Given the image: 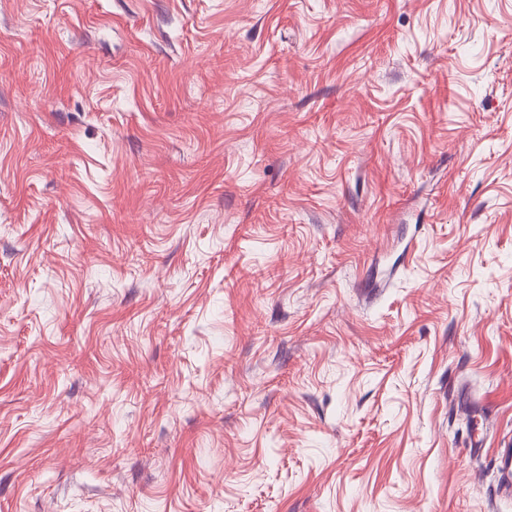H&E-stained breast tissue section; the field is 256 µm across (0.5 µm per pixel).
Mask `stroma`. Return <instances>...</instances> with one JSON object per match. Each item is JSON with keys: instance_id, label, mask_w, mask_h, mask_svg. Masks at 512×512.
<instances>
[{"instance_id": "1", "label": "stroma", "mask_w": 512, "mask_h": 512, "mask_svg": "<svg viewBox=\"0 0 512 512\" xmlns=\"http://www.w3.org/2000/svg\"><path fill=\"white\" fill-rule=\"evenodd\" d=\"M512 0H0V512H512Z\"/></svg>"}]
</instances>
